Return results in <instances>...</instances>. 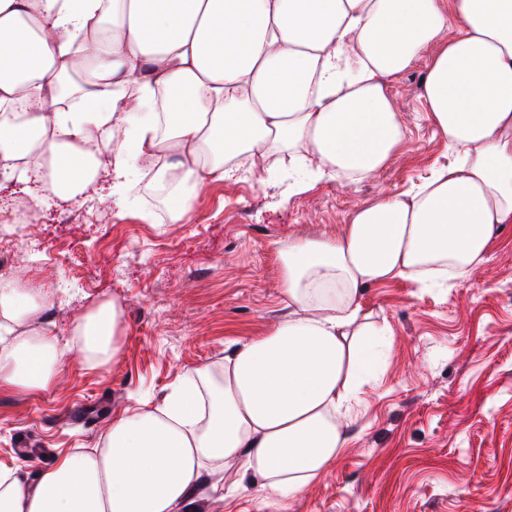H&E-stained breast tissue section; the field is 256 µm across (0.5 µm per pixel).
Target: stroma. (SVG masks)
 I'll use <instances>...</instances> for the list:
<instances>
[{
  "mask_svg": "<svg viewBox=\"0 0 512 512\" xmlns=\"http://www.w3.org/2000/svg\"><path fill=\"white\" fill-rule=\"evenodd\" d=\"M426 65L392 81L409 141L367 182L327 177L294 194L284 174L217 181L179 224L162 220L146 187L130 206L103 190L48 198L39 223L22 225L7 274L54 294L44 318L60 343L113 298L125 335L114 363L88 368L74 349L49 388L0 391V462L34 480L58 454L99 447L125 410L160 404L194 370L288 319L281 245L342 235L355 210L452 161L420 109ZM65 209L74 223H58ZM361 305L387 326L389 345L328 472L281 501L248 478L242 492L218 495L212 474L179 512H512V223L467 278L444 288L396 278L365 288Z\"/></svg>",
  "mask_w": 512,
  "mask_h": 512,
  "instance_id": "35a3bbf8",
  "label": "stroma"
}]
</instances>
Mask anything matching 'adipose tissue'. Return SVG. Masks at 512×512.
Returning a JSON list of instances; mask_svg holds the SVG:
<instances>
[{"label": "adipose tissue", "instance_id": "1", "mask_svg": "<svg viewBox=\"0 0 512 512\" xmlns=\"http://www.w3.org/2000/svg\"><path fill=\"white\" fill-rule=\"evenodd\" d=\"M426 53L422 108L453 161L359 208L340 237L283 244L291 318L115 418L102 447L32 484L0 463V512H177L228 470L277 500L303 491L382 366L364 288L466 278L512 222V0H0V168L45 171L66 199L105 171L120 204L149 174L172 224L203 184L272 164L296 193L332 171L372 178L406 140L389 84ZM47 306L0 275L1 391L55 382L69 348L41 328ZM122 317L109 300L77 320L90 367L118 359Z\"/></svg>", "mask_w": 512, "mask_h": 512}]
</instances>
